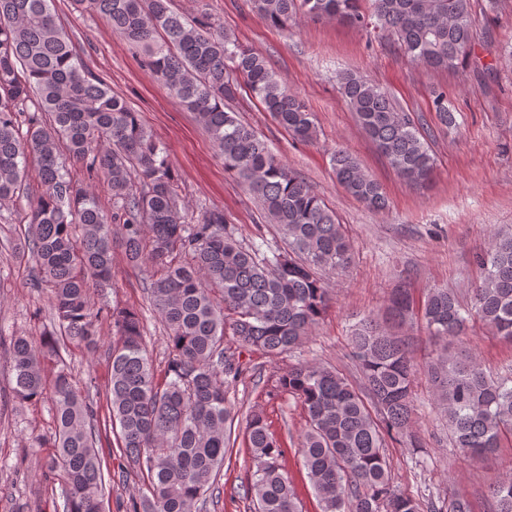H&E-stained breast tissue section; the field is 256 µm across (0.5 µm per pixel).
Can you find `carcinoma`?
Here are the masks:
<instances>
[{"mask_svg": "<svg viewBox=\"0 0 512 512\" xmlns=\"http://www.w3.org/2000/svg\"><path fill=\"white\" fill-rule=\"evenodd\" d=\"M74 2L144 47L151 74L196 115L224 170L257 198L286 249L242 246L219 210L187 223L164 147L85 64L54 0H0V204L14 197L34 163L36 203L21 220V235L37 268L33 287L49 290L53 315L37 340L9 337L13 392L23 403L51 402L55 453L44 467L58 473L64 512L102 510V393L118 447L144 482L132 512H199L208 497L220 496L217 478L235 417L227 387L243 372L240 355L224 346L225 331L240 347L273 359L292 352L331 307L318 271H347L355 246L305 179L226 110L245 88L294 139L314 140L313 113L262 55L214 32L205 17L183 16L171 0ZM251 7L281 29L306 15L377 30L433 70L455 68L474 53L472 0H251ZM338 81L389 166L405 182L427 186L434 157L414 117L360 75L343 73ZM432 109L442 127L455 124L446 91H432ZM331 161L350 196L387 209L381 185L352 154L338 149ZM94 179L107 185L112 210L100 204L89 185ZM114 226L127 260L152 270L150 300L167 330L164 374L157 376L148 357L142 315L114 307L106 313L113 331L107 383L81 393L61 349L94 336L99 313L88 291L111 284ZM490 237L471 305L448 288L429 289L421 302L397 288L384 319L355 324L349 345L361 384L322 363H298L278 378L275 390L297 399L307 416L301 453L321 512H475L465 493L420 500L394 485L387 439L400 437L415 453L423 448L413 430L417 363L410 337L401 334L414 323L435 339L425 367L452 446L464 457L484 455L512 436V377H491L475 357L448 347L466 342L474 317L512 342V228H494ZM246 436L254 471L243 498L254 512H299L280 464L284 450L262 413L247 416ZM488 498L490 512H512V478L490 488Z\"/></svg>", "mask_w": 512, "mask_h": 512, "instance_id": "obj_1", "label": "carcinoma"}]
</instances>
